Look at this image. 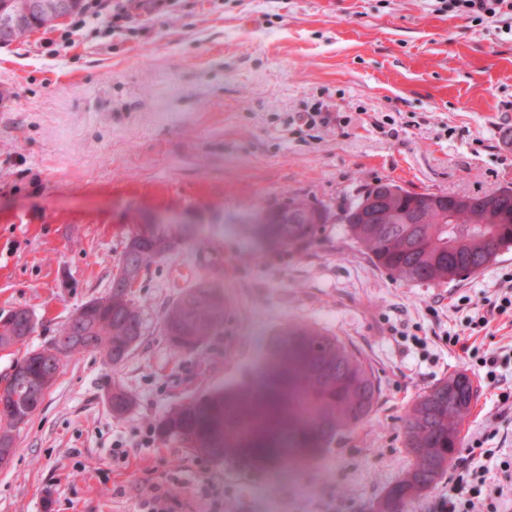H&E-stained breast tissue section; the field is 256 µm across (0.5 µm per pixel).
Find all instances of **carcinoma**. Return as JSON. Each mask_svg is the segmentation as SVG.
<instances>
[{
  "instance_id": "cac0c4a2",
  "label": "carcinoma",
  "mask_w": 512,
  "mask_h": 512,
  "mask_svg": "<svg viewBox=\"0 0 512 512\" xmlns=\"http://www.w3.org/2000/svg\"><path fill=\"white\" fill-rule=\"evenodd\" d=\"M21 0H3L0 27L9 28L0 45L25 39L36 28L28 24L10 27L11 5ZM396 189L410 199H430L434 192H411L393 182H378L366 188L382 195ZM358 196L341 215L324 206L293 202L286 207L290 224H262L259 233L271 242L290 246L316 235L321 224H343L349 237L369 254L372 263L390 276L406 283L434 284L458 278V266L480 271L504 251L512 249V186L488 195H463L451 211L431 215L427 224L405 223L403 203H391V212L382 224H361ZM154 250L140 255L126 242L121 260L148 268L169 248L166 240L149 235ZM112 283V312L101 314L86 333V344L70 353H101L107 341L124 352L135 348L145 334V321L130 293L116 292ZM224 295L207 285L187 289L163 315L166 336H181L197 348L215 335L224 324ZM52 386L61 366L33 356L29 350L17 363ZM11 396V409L0 410V433L15 440L19 416L31 418L38 404L32 392L19 381L7 377L0 382ZM379 394L370 365L336 337L321 331L295 326L277 336L270 346V363L262 380L253 387L221 388L205 393L168 410L163 418L168 434L214 461L232 456L247 466L269 460L288 464L294 460H314L336 435L357 427L369 418ZM477 388L465 373H458L423 391L409 407L404 419L405 444L411 464L387 490L379 512H401L408 500L431 488L448 470L460 445V431Z\"/></svg>"
}]
</instances>
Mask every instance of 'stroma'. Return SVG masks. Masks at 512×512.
<instances>
[{
  "label": "stroma",
  "mask_w": 512,
  "mask_h": 512,
  "mask_svg": "<svg viewBox=\"0 0 512 512\" xmlns=\"http://www.w3.org/2000/svg\"><path fill=\"white\" fill-rule=\"evenodd\" d=\"M55 30L0 47V313L35 318L26 349L47 346L83 303L111 287L129 237L177 246L132 297L146 333L119 366L66 356L0 468V512H140L153 489L174 512H376L407 466L403 423L418 394L476 379L463 438L489 433L512 454V362L479 381L447 335L453 299L481 305L512 251L439 285L394 280L325 225L312 242L267 244L264 212L294 201L334 213L368 185L484 195L512 186V33L438 13L427 0H173L135 11L130 33L90 22L51 54ZM306 112L326 125L302 127ZM393 115L395 125L382 121ZM224 295V325L176 350L161 315L185 288ZM306 325L337 337L380 384L368 423L288 468L216 463L154 423L205 392L257 383L271 339ZM134 405L114 416L104 389Z\"/></svg>",
  "instance_id": "stroma-1"
}]
</instances>
